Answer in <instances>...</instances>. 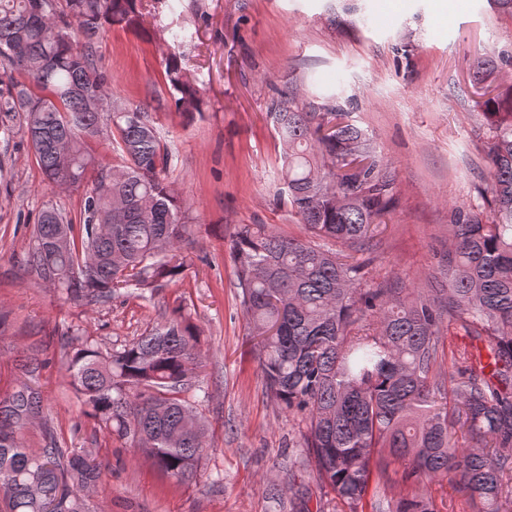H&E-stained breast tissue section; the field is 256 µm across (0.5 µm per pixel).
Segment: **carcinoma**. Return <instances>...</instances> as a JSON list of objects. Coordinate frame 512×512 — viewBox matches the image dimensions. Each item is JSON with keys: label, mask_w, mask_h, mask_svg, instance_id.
<instances>
[{"label": "carcinoma", "mask_w": 512, "mask_h": 512, "mask_svg": "<svg viewBox=\"0 0 512 512\" xmlns=\"http://www.w3.org/2000/svg\"><path fill=\"white\" fill-rule=\"evenodd\" d=\"M142 8V0H0V65L36 87L0 79V131L28 137L49 183L92 178L80 223L46 205L27 251L28 273L57 278L73 301L106 302L122 288L153 293L183 273L177 251L197 223L167 179L172 153L153 120L119 102L93 59L99 34L142 29ZM502 61L478 58L475 80L493 77ZM164 81L177 112L203 111L199 82L175 56ZM482 110L489 213L455 214L437 274L412 291L366 287L367 263L355 257L395 188L367 134L329 102L299 108L280 96L267 106L287 203L309 238L244 224L229 251L266 393L298 420L302 466L317 474L316 512H439L433 484L450 503L460 494L479 512H512V80ZM105 113L118 166L91 146ZM450 329L477 345L444 347ZM63 336L69 385L93 436L131 441L179 481L196 475L208 393L182 397L201 360L187 306L105 352L79 326ZM43 415L41 391L26 383L0 395V512H91L99 449L63 448L46 425L31 442ZM392 465L400 492L388 498L378 485Z\"/></svg>", "instance_id": "obj_1"}]
</instances>
